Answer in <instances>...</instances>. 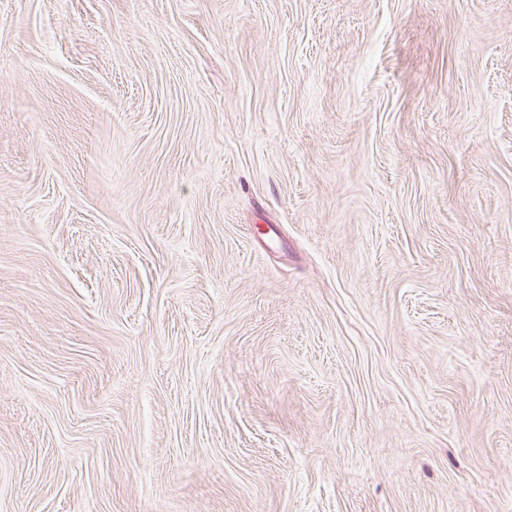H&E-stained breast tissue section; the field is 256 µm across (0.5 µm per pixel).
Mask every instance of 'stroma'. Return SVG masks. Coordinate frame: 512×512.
<instances>
[{"instance_id": "1", "label": "stroma", "mask_w": 512, "mask_h": 512, "mask_svg": "<svg viewBox=\"0 0 512 512\" xmlns=\"http://www.w3.org/2000/svg\"><path fill=\"white\" fill-rule=\"evenodd\" d=\"M0 512H512V0H0Z\"/></svg>"}]
</instances>
